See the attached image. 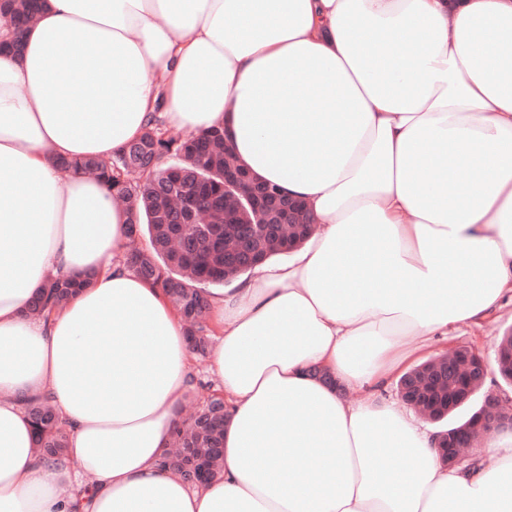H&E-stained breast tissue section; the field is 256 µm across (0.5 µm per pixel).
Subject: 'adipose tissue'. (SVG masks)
I'll return each mask as SVG.
<instances>
[{"instance_id": "ef3b65f1", "label": "adipose tissue", "mask_w": 512, "mask_h": 512, "mask_svg": "<svg viewBox=\"0 0 512 512\" xmlns=\"http://www.w3.org/2000/svg\"><path fill=\"white\" fill-rule=\"evenodd\" d=\"M0 55V512H512V431L444 468L381 390L512 292V0H42ZM164 110H157V101ZM226 128L315 231L211 294L219 477L164 465L192 371L129 215L59 160ZM93 274L51 320L48 277ZM330 373L338 388L310 376ZM360 392L352 401L347 391ZM67 434L41 456L25 404Z\"/></svg>"}]
</instances>
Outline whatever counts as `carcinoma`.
Listing matches in <instances>:
<instances>
[{
	"instance_id": "cac0c4a2",
	"label": "carcinoma",
	"mask_w": 512,
	"mask_h": 512,
	"mask_svg": "<svg viewBox=\"0 0 512 512\" xmlns=\"http://www.w3.org/2000/svg\"><path fill=\"white\" fill-rule=\"evenodd\" d=\"M38 0H0V23L18 31L30 23L38 11ZM143 149L158 156L155 167L133 180L124 151L111 160L86 158L80 162L63 160L64 169H77L103 180L109 191L124 202L132 215L130 238L144 234L149 248H133L126 255L125 265L137 277L160 289L176 306L187 329L191 351L204 357L208 353L212 332L208 322V287L222 285L252 270L256 265L283 255L288 244H300L310 235L307 224L293 225L289 234L274 236L265 233L258 224L224 223V162L237 160L233 150H224V128L216 127L199 134L191 133L174 141L165 136L162 124L149 126L140 136ZM180 183L190 192L193 201L213 202L207 213L208 224L216 227L217 235L196 224H175L169 221L171 205L156 188L168 183ZM244 245L248 258L224 263V248ZM89 280H64L50 277L43 289L29 304L35 315L47 316L63 307ZM498 350L502 359L496 363L500 377L512 373L509 352L512 333L501 336ZM208 405L199 407L194 415L174 432L178 448H192L207 459L202 481L213 480L220 472L223 448L224 418L204 421ZM35 429V444L39 452L50 457L63 454L66 436L59 416L46 399L27 405Z\"/></svg>"
}]
</instances>
